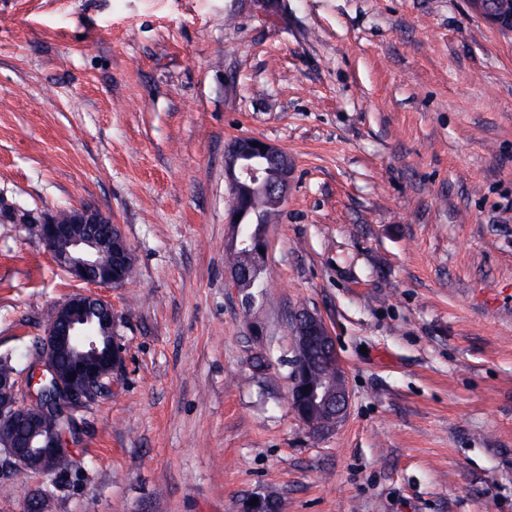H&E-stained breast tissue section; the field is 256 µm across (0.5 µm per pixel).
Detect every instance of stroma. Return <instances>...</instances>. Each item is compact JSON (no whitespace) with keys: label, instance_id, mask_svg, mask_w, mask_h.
<instances>
[{"label":"stroma","instance_id":"35a3bbf8","mask_svg":"<svg viewBox=\"0 0 512 512\" xmlns=\"http://www.w3.org/2000/svg\"><path fill=\"white\" fill-rule=\"evenodd\" d=\"M241 136L294 163L251 308L225 262ZM82 205L135 256L103 291L126 367L59 474L0 471V512H512V33L468 0H0L18 379L85 285L15 217ZM303 309L350 392L321 435L289 402Z\"/></svg>","mask_w":512,"mask_h":512}]
</instances>
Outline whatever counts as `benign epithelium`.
Masks as SVG:
<instances>
[{
	"label": "benign epithelium",
	"mask_w": 512,
	"mask_h": 512,
	"mask_svg": "<svg viewBox=\"0 0 512 512\" xmlns=\"http://www.w3.org/2000/svg\"><path fill=\"white\" fill-rule=\"evenodd\" d=\"M487 23L512 32V0H469ZM258 146H253V143ZM225 172L235 206L229 211L233 235L229 248L262 260L263 236L251 238L241 224L247 202L262 192L277 207L283 203L293 176L288 154L257 137L236 139L226 152ZM23 223L41 240L58 266L75 280L110 288L124 287L123 269L134 263L119 225L89 206L28 216ZM118 318L103 296L79 291L55 310L39 342L25 383L16 373L0 374V432L15 440L1 447L8 461L36 475L64 467L72 448L67 437L76 429L75 413L108 392L112 376L124 365V347L117 340ZM296 355L290 403L310 431L323 433L329 423L346 415L349 389L333 336L320 316L297 314Z\"/></svg>",
	"instance_id": "1"
}]
</instances>
